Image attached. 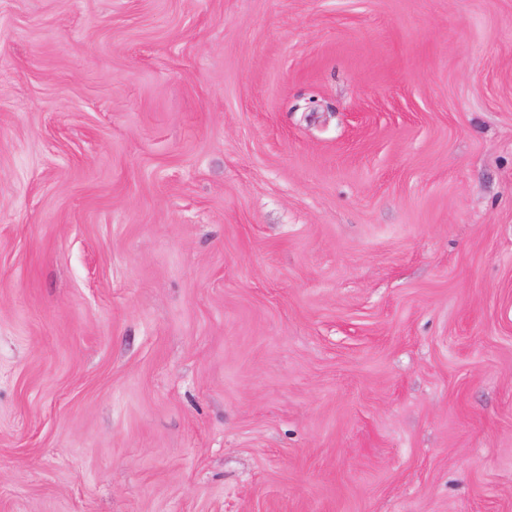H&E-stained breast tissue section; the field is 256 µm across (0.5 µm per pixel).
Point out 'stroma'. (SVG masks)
Wrapping results in <instances>:
<instances>
[{
    "mask_svg": "<svg viewBox=\"0 0 512 512\" xmlns=\"http://www.w3.org/2000/svg\"><path fill=\"white\" fill-rule=\"evenodd\" d=\"M0 512H512V0H0Z\"/></svg>",
    "mask_w": 512,
    "mask_h": 512,
    "instance_id": "stroma-1",
    "label": "stroma"
}]
</instances>
